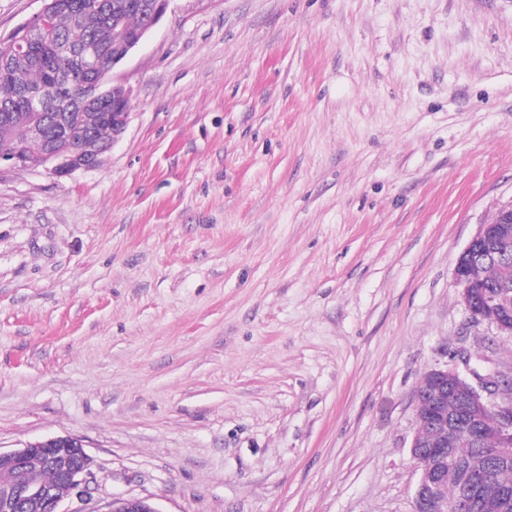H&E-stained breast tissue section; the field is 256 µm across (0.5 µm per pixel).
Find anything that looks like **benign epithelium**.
I'll return each mask as SVG.
<instances>
[{
    "mask_svg": "<svg viewBox=\"0 0 512 512\" xmlns=\"http://www.w3.org/2000/svg\"><path fill=\"white\" fill-rule=\"evenodd\" d=\"M41 8L30 18L0 35V66L7 70L24 55L31 43L52 34L51 23L57 0H40ZM170 0H124L113 6L115 14L135 11L146 16V23L136 29L114 28L118 52L103 64L99 52L92 48L73 49L59 43L66 54L77 60L79 71L88 76L93 95L77 99L63 93L58 86L48 84L32 88L25 94L31 110L30 119L19 148L10 155L0 156V168L44 169L63 178L80 170L98 166L101 156L125 134L129 120V92L113 82L109 74L122 64L141 44L165 15ZM60 111L55 117L57 132L48 134L45 109ZM112 110V138L96 151L78 144L82 132L69 125V113ZM494 260L503 265L512 262V201L496 207L492 218L478 229L458 256L455 280L461 287V302L470 316L494 327L501 336H512V282L505 279L498 289L486 295L476 291L474 271ZM428 386L417 391L415 398V431L410 443L412 458L420 463V475L414 491L412 512H448L451 505L445 498L440 475L453 462L448 448V433L462 425L470 428L471 439L482 442L493 434L497 447L489 449L493 457L512 458V379L486 380L474 386L455 369H431L426 373ZM457 389V407L448 414V390ZM494 416L486 426L487 416ZM38 455L54 470L52 482H28L22 478L29 460ZM428 455L431 463L420 459ZM91 459L80 440L57 436L29 443L11 451H0V512H24L30 506L40 512H61V502L86 485L92 478ZM109 512H160L142 498L114 499Z\"/></svg>",
    "mask_w": 512,
    "mask_h": 512,
    "instance_id": "1",
    "label": "benign epithelium"
}]
</instances>
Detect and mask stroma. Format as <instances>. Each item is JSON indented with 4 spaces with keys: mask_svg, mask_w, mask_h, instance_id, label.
Returning <instances> with one entry per match:
<instances>
[{
    "mask_svg": "<svg viewBox=\"0 0 512 512\" xmlns=\"http://www.w3.org/2000/svg\"><path fill=\"white\" fill-rule=\"evenodd\" d=\"M96 168L0 171V449L107 512H411L433 368L512 377L459 254L512 201V0H171ZM42 457L53 472L41 460ZM29 462V464H28ZM27 469V478H22ZM91 459L80 440L57 436L26 444L22 448L0 450V512H64L61 502L92 479ZM52 481V482H50ZM41 482V483H35ZM47 482V483H44ZM37 507V508H35Z\"/></svg>",
    "mask_w": 512,
    "mask_h": 512,
    "instance_id": "1",
    "label": "stroma"
}]
</instances>
